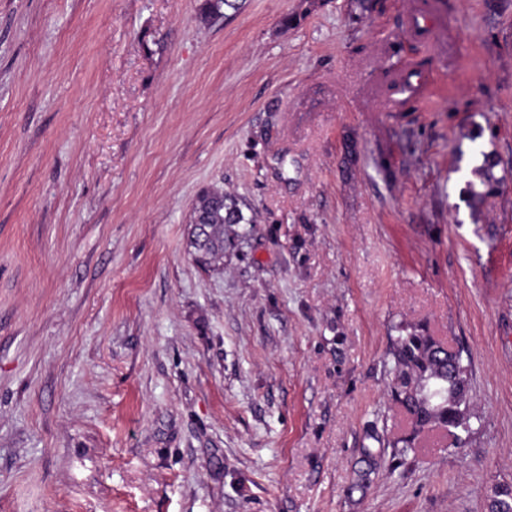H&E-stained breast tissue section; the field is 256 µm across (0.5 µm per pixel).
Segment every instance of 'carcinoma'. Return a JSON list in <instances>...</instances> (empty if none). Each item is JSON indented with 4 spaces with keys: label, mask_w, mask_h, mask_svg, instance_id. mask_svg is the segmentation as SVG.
<instances>
[{
    "label": "carcinoma",
    "mask_w": 512,
    "mask_h": 512,
    "mask_svg": "<svg viewBox=\"0 0 512 512\" xmlns=\"http://www.w3.org/2000/svg\"><path fill=\"white\" fill-rule=\"evenodd\" d=\"M239 9V0H203L202 18H218L222 10ZM496 163L487 154L473 173L479 182L467 181L463 190L472 213L479 212L487 197L504 181L493 169ZM254 217L245 216L242 202L224 190H202L192 207L189 255L196 266L206 272L224 268V252L228 237L226 225L252 224ZM399 335L392 339L390 396L407 417L410 432L393 441L391 456L400 458L414 447L425 432L442 430L457 443L471 432L468 414L467 366L461 353L448 355L447 349L423 329L397 327ZM490 512H512V485L493 492Z\"/></svg>",
    "instance_id": "1"
}]
</instances>
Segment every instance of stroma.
<instances>
[{
    "mask_svg": "<svg viewBox=\"0 0 512 512\" xmlns=\"http://www.w3.org/2000/svg\"><path fill=\"white\" fill-rule=\"evenodd\" d=\"M0 0V512H489L512 484V0ZM428 57L385 111V70ZM490 154L507 184L472 217ZM214 186L224 268L188 254ZM469 365L407 431L398 325ZM244 204L223 189H203L192 207L189 235V255L196 266L206 272L224 268L227 247L226 224H251ZM396 329L400 334L389 351L390 396L406 415L410 432L389 445L391 456H405L419 436L434 430L451 434L461 444L472 430L467 365L461 353L448 348L453 354L448 357L447 349L424 329Z\"/></svg>",
    "mask_w": 512,
    "mask_h": 512,
    "instance_id": "stroma-1",
    "label": "stroma"
}]
</instances>
